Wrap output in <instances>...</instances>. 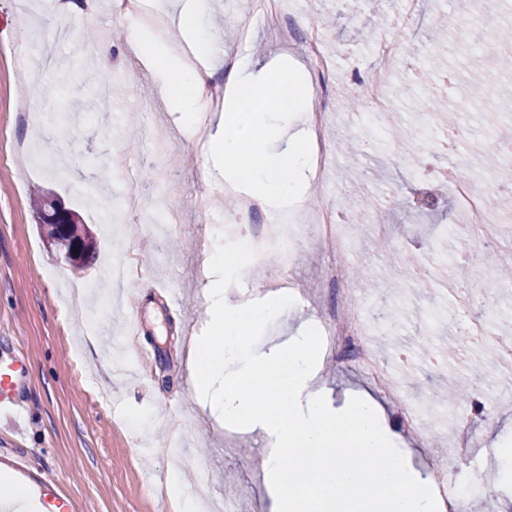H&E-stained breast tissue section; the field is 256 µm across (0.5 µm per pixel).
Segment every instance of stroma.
Masks as SVG:
<instances>
[{"label":"stroma","mask_w":512,"mask_h":512,"mask_svg":"<svg viewBox=\"0 0 512 512\" xmlns=\"http://www.w3.org/2000/svg\"><path fill=\"white\" fill-rule=\"evenodd\" d=\"M52 2L0 0V362L20 359L28 369L21 388L27 415L0 419V458L38 493L69 497L75 512H178L166 486L173 470L203 506L271 512L261 481L265 441L241 429L226 438L187 370L188 348L206 327L204 253L231 221L223 189L211 186L206 141L181 130L162 84L128 52L130 19L114 12L113 0H94L79 25L48 29L37 13ZM282 8L301 29L316 31L331 57L324 75L305 71L304 91L323 82L355 103L332 112L325 130L331 166L322 202L340 212L355 200L366 204L340 230L354 272L352 296L371 316L366 341L395 392L379 393L356 363L325 352L315 384L336 407L348 397L369 398L414 468L445 466L484 512H512V484L500 481L495 457L512 440V394L495 358L502 327L512 324V288L463 306L458 295L470 269H449V288H421L404 261L410 252L432 262L444 252L474 259L487 253L468 238L453 191L435 173L458 165L474 174L477 157L494 154L512 132V71H500L483 48L490 31L512 27V0H487L479 25L456 0H426L410 23L396 0H359L353 9L336 0H283ZM202 24L214 86L226 82L228 57L245 72L280 55L307 63L300 45L280 43L253 16L251 0H205ZM105 28L122 32L112 40L107 74L88 38ZM375 33L400 36L404 52L388 77L390 110L372 121L356 100L376 66ZM440 48L445 68L425 70ZM424 80L448 104L441 122L430 125L397 92ZM35 89L38 110L21 114L18 103ZM61 160L63 177L52 169ZM37 187L79 212L96 237L98 252L82 276L47 248L31 203ZM318 236V227H308L292 240L291 265L267 255L246 270L251 288H229L234 299L278 292L295 299L258 348L320 325L335 304ZM168 287L178 289V305L165 301ZM432 315L437 323H429ZM132 320L141 326L134 338L126 334ZM453 341L458 352L439 366L421 351L442 352ZM142 348L151 360L139 357ZM451 384L469 385L482 411L471 401L448 404ZM411 416L427 429L425 441L407 433ZM463 417L483 451L457 462L451 450ZM205 457L213 476L202 483L193 462Z\"/></svg>","instance_id":"1"}]
</instances>
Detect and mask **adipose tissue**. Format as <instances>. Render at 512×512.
<instances>
[{
    "label": "adipose tissue",
    "instance_id": "ef3b65f1",
    "mask_svg": "<svg viewBox=\"0 0 512 512\" xmlns=\"http://www.w3.org/2000/svg\"><path fill=\"white\" fill-rule=\"evenodd\" d=\"M195 7L187 0L177 22L180 52H172L148 27L131 28L128 47L158 76L166 89L169 111L204 119L209 130L206 152L225 185L260 196L278 220H286L303 204L311 180L303 139H284L297 116L300 84L279 67L269 66L244 77L231 73L225 83V106L209 112L207 61L200 30L191 20ZM277 112L279 123L269 121Z\"/></svg>",
    "mask_w": 512,
    "mask_h": 512
}]
</instances>
